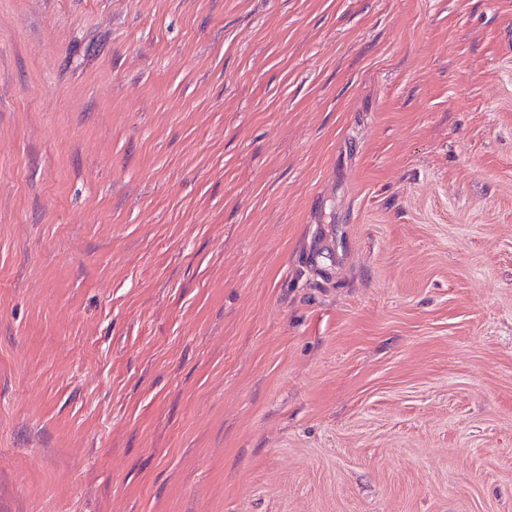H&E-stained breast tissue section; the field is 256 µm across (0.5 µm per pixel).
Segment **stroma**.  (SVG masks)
Masks as SVG:
<instances>
[{"mask_svg":"<svg viewBox=\"0 0 512 512\" xmlns=\"http://www.w3.org/2000/svg\"><path fill=\"white\" fill-rule=\"evenodd\" d=\"M0 512H512V0H0Z\"/></svg>","mask_w":512,"mask_h":512,"instance_id":"stroma-1","label":"stroma"}]
</instances>
